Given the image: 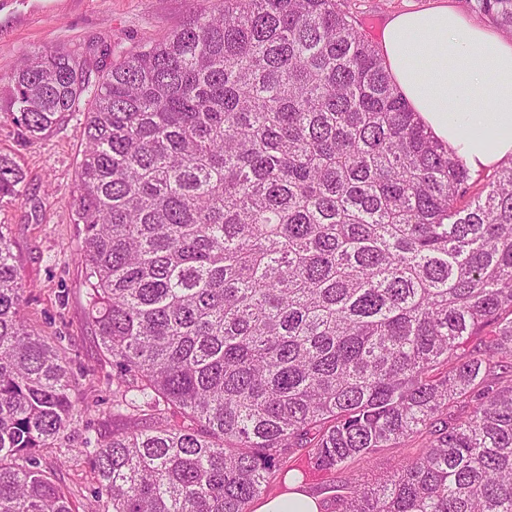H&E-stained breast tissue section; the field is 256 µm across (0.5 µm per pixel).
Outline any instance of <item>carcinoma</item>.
Returning <instances> with one entry per match:
<instances>
[{
  "instance_id": "cac0c4a2",
  "label": "carcinoma",
  "mask_w": 512,
  "mask_h": 512,
  "mask_svg": "<svg viewBox=\"0 0 512 512\" xmlns=\"http://www.w3.org/2000/svg\"><path fill=\"white\" fill-rule=\"evenodd\" d=\"M479 2L512 32V0ZM0 112L32 136L86 113V314L150 421L95 454L103 512H249L293 458L336 512H512V158L472 174L341 0H215L107 70L24 55ZM21 183L0 154V204ZM3 228L0 512H76L38 463L76 381ZM419 443V439H414L403 448H384L370 459H362L353 463L352 470L359 474L391 471L395 461L402 455H413L419 447Z\"/></svg>"
}]
</instances>
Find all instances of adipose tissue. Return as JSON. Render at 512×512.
<instances>
[{
	"label": "adipose tissue",
	"instance_id": "obj_1",
	"mask_svg": "<svg viewBox=\"0 0 512 512\" xmlns=\"http://www.w3.org/2000/svg\"><path fill=\"white\" fill-rule=\"evenodd\" d=\"M380 45L403 97L468 167L512 157V40L441 5L392 15Z\"/></svg>",
	"mask_w": 512,
	"mask_h": 512
}]
</instances>
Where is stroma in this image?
Listing matches in <instances>:
<instances>
[{
	"label": "stroma",
	"instance_id": "stroma-1",
	"mask_svg": "<svg viewBox=\"0 0 512 512\" xmlns=\"http://www.w3.org/2000/svg\"><path fill=\"white\" fill-rule=\"evenodd\" d=\"M449 2L466 16L489 24L478 0H345L371 40L404 10ZM208 4V0H0V86L22 53L64 48L86 56L93 67L111 64L161 40ZM83 113L76 112L45 134H25L0 113V152L12 156L25 179L20 195L0 205V224L13 241L15 265L27 286L28 323L67 358L76 378L73 424L61 448L44 452L40 467L76 500L95 512L97 478L92 461L112 432L144 417L112 406V360L86 315L84 274L76 260L81 227L70 208L76 162L84 143ZM79 448L66 462L62 448Z\"/></svg>",
	"mask_w": 512,
	"mask_h": 512
}]
</instances>
